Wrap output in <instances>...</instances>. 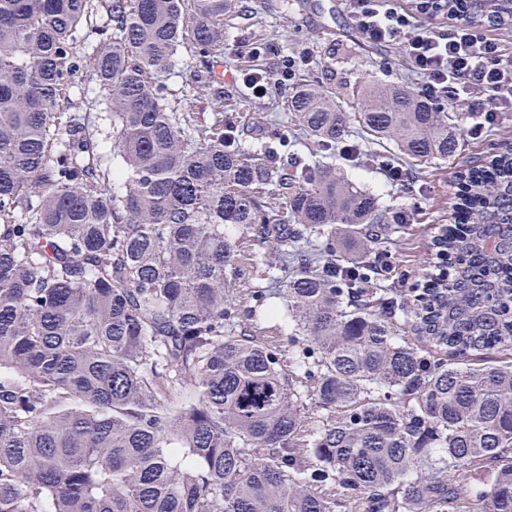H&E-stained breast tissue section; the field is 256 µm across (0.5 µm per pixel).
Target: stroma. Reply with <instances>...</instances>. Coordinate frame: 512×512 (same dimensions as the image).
Returning a JSON list of instances; mask_svg holds the SVG:
<instances>
[{"mask_svg": "<svg viewBox=\"0 0 512 512\" xmlns=\"http://www.w3.org/2000/svg\"><path fill=\"white\" fill-rule=\"evenodd\" d=\"M235 4L224 20V56L214 65L223 99L213 98L211 90L189 87V75L197 60L188 49L174 59L165 81V95L181 112L209 113L220 108L236 113L243 149L277 133L285 140L283 157L307 154L305 135L288 130L282 122L288 111L289 89L260 102L236 82L237 69L249 65L239 53L241 45L253 41L266 44L258 63L273 72L283 67L288 56L305 51L307 62L296 74L297 83L317 82L338 92L340 104L349 112L359 111L362 88L418 84L416 76L406 70L398 49L374 46L358 32L345 11L344 0H235ZM511 142L512 112H504L480 137H464L462 152L455 161L433 160L426 176L402 185L392 183L380 167L340 154H326L322 160L335 165L337 175L371 193L380 209L390 214L411 212L413 219L392 252L395 285L408 292L422 282L435 259L432 241L438 228L456 221L459 173L469 168L471 160H490Z\"/></svg>", "mask_w": 512, "mask_h": 512, "instance_id": "obj_1", "label": "stroma"}]
</instances>
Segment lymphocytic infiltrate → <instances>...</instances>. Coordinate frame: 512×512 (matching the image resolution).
I'll use <instances>...</instances> for the list:
<instances>
[{
    "label": "lymphocytic infiltrate",
    "instance_id": "lymphocytic-infiltrate-1",
    "mask_svg": "<svg viewBox=\"0 0 512 512\" xmlns=\"http://www.w3.org/2000/svg\"><path fill=\"white\" fill-rule=\"evenodd\" d=\"M345 7L362 35L372 43L397 46L406 68L418 77L422 93L435 99L464 100L481 120L470 135L493 124L498 113L512 112V53L498 39L471 25L427 28L421 15L433 13L430 0L410 11L401 0H345ZM305 53L292 55L276 74L254 68L241 82L249 91L270 97L294 82Z\"/></svg>",
    "mask_w": 512,
    "mask_h": 512
}]
</instances>
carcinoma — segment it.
Here are the masks:
<instances>
[{"label": "carcinoma", "mask_w": 512, "mask_h": 512, "mask_svg": "<svg viewBox=\"0 0 512 512\" xmlns=\"http://www.w3.org/2000/svg\"><path fill=\"white\" fill-rule=\"evenodd\" d=\"M230 5L0 0V512H512V151L409 307L372 194L169 105L187 42L215 83ZM440 7L512 27V0ZM86 67L117 166L66 114ZM361 97L302 84L288 125L334 152L354 117L416 174L461 154L416 89Z\"/></svg>", "instance_id": "obj_1"}]
</instances>
